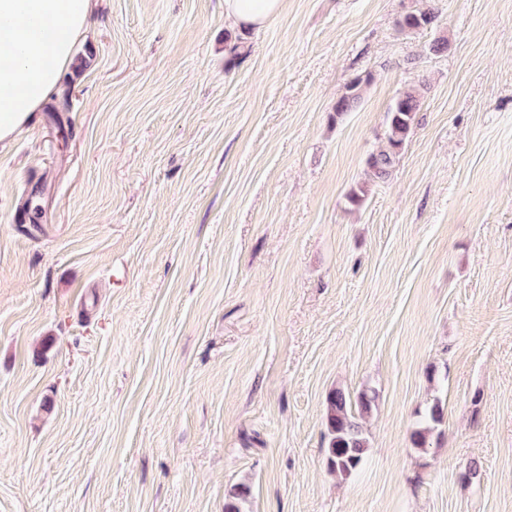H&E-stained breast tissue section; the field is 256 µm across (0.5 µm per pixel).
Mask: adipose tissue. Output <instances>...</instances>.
I'll return each mask as SVG.
<instances>
[{
  "instance_id": "obj_1",
  "label": "adipose tissue",
  "mask_w": 512,
  "mask_h": 512,
  "mask_svg": "<svg viewBox=\"0 0 512 512\" xmlns=\"http://www.w3.org/2000/svg\"><path fill=\"white\" fill-rule=\"evenodd\" d=\"M92 0H0V142L12 139L49 101L73 62ZM284 0H224L233 27L260 28Z\"/></svg>"
}]
</instances>
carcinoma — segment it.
<instances>
[{
    "mask_svg": "<svg viewBox=\"0 0 512 512\" xmlns=\"http://www.w3.org/2000/svg\"><path fill=\"white\" fill-rule=\"evenodd\" d=\"M436 16L430 12H408L404 14L397 26L403 32H409L433 25ZM363 81L354 80L347 93L335 105L334 112L341 115L351 111L362 97ZM421 105L420 94L412 91L398 94L388 109L389 123L386 134V146L367 159V166L372 178L382 179L389 175L396 157L402 150L414 122L415 113ZM375 396L362 392L356 402H351L345 393L336 389L327 397L326 426L327 454L331 469L341 477L353 475L360 467L368 444L359 419L369 414ZM443 422V408L436 404L428 414L427 425L415 430L413 444L418 448L426 447L429 435L435 427ZM251 495V488L246 484L236 486L227 497L225 512H241L240 505Z\"/></svg>",
    "mask_w": 512,
    "mask_h": 512,
    "instance_id": "1",
    "label": "carcinoma"
}]
</instances>
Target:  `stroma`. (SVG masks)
<instances>
[{
  "instance_id": "1",
  "label": "stroma",
  "mask_w": 512,
  "mask_h": 512,
  "mask_svg": "<svg viewBox=\"0 0 512 512\" xmlns=\"http://www.w3.org/2000/svg\"><path fill=\"white\" fill-rule=\"evenodd\" d=\"M230 32L224 0H93L0 145V512H224L242 483V512H512V0H287L239 57ZM336 389L376 395L346 479ZM421 95L407 91L398 94L388 109L389 123L386 146L367 159L372 179H382L389 175L396 157L402 150L414 122L415 113L421 105ZM427 425L415 430L412 436L413 444L418 448H425L428 443L429 435L435 430V427L443 422V408L435 404L428 414Z\"/></svg>"
}]
</instances>
